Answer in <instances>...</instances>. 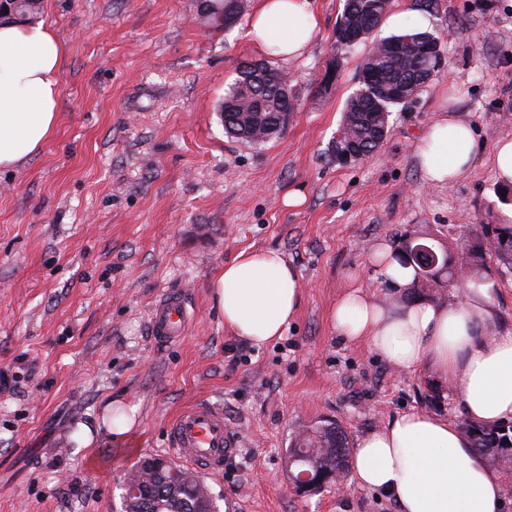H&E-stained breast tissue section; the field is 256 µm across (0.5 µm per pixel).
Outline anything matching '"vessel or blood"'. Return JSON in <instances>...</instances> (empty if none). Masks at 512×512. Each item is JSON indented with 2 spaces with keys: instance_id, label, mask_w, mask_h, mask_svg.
I'll return each mask as SVG.
<instances>
[{
  "instance_id": "vessel-or-blood-1",
  "label": "vessel or blood",
  "mask_w": 512,
  "mask_h": 512,
  "mask_svg": "<svg viewBox=\"0 0 512 512\" xmlns=\"http://www.w3.org/2000/svg\"><path fill=\"white\" fill-rule=\"evenodd\" d=\"M189 321L186 296L172 291L154 305L151 332L160 341L174 344L184 337ZM166 445L170 455L184 460L194 470L219 473L238 454L242 439L225 424L222 408L199 401L183 407L169 420Z\"/></svg>"
}]
</instances>
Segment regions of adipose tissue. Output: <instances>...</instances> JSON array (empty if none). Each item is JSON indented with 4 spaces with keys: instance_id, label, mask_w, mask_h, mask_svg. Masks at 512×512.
<instances>
[{
    "instance_id": "obj_1",
    "label": "adipose tissue",
    "mask_w": 512,
    "mask_h": 512,
    "mask_svg": "<svg viewBox=\"0 0 512 512\" xmlns=\"http://www.w3.org/2000/svg\"><path fill=\"white\" fill-rule=\"evenodd\" d=\"M321 26L312 0H256L247 37L261 53L300 58ZM64 49L44 22H0V169L22 166L54 136ZM414 154L428 185L465 175L478 161L472 126L453 113L435 120ZM389 244L370 258L395 298L352 290L331 312L339 337L368 344L391 366L429 367L483 425L512 419V330H497L494 288L467 285L463 298L405 300L415 271L389 263ZM224 326L255 347L281 338L300 308L295 268L276 250L237 253L211 282ZM362 487L395 499L398 512H504L500 474L478 458L470 439L440 415H396L360 438L352 456Z\"/></svg>"
}]
</instances>
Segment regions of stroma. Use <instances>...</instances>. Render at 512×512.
Returning <instances> with one entry per match:
<instances>
[{"label":"stroma","instance_id":"stroma-1","mask_svg":"<svg viewBox=\"0 0 512 512\" xmlns=\"http://www.w3.org/2000/svg\"><path fill=\"white\" fill-rule=\"evenodd\" d=\"M254 3L229 28L203 20L199 0H39L31 15L64 55L54 137L0 171V371L18 380L0 389V512H123L128 472L166 455L167 421L202 400L243 438L203 477L218 512H397L352 479L296 494L292 439L331 420L354 445L412 410L464 420L446 383L342 340L330 312L352 288L389 294L369 263L378 242L454 254L512 203L486 163L428 186L413 154L450 108L483 154L512 137V0H391L408 25L440 34L443 64L394 110L381 146L348 163L333 143L370 45L336 49L345 0H313L323 24L303 58L268 59L293 93L282 130L261 146L225 134L218 105L242 62L260 58L246 36ZM291 193L303 203L285 205ZM244 249L281 252L303 288L296 318L262 348L225 329L210 294ZM483 274L511 330L512 273L489 257ZM176 289L191 322L165 345L150 313ZM132 406V429L114 438L113 416Z\"/></svg>","mask_w":512,"mask_h":512}]
</instances>
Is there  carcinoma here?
I'll return each mask as SVG.
<instances>
[{"label":"carcinoma","instance_id":"cac0c4a2","mask_svg":"<svg viewBox=\"0 0 512 512\" xmlns=\"http://www.w3.org/2000/svg\"><path fill=\"white\" fill-rule=\"evenodd\" d=\"M374 0H346L351 5L348 25L372 33L378 26V14L373 12ZM409 40L415 44L421 40L431 42L439 37L429 31L409 29L400 34L379 39L384 44L391 40ZM363 63L368 65L372 81L359 82L349 97L343 114L342 125L350 126V141L361 147L362 155L375 151L389 132L390 116L395 107L405 103L402 93L421 85L423 65L408 51L398 56L389 52L368 53ZM289 102L283 94L281 77L277 69L264 61L249 63L240 71L239 78L224 96L221 111L224 125L233 129L231 136L253 145H262L261 129L273 125L281 118V111ZM495 257L508 270H512V225L496 224L484 240L464 249L456 257H441L442 266L454 271L468 272L465 282L482 278L484 255ZM462 431L471 439L473 448L483 458L497 460L496 452L504 447V441L512 442V422L497 425H480L464 422ZM350 448L348 437L339 424H325L308 431L307 436L291 442L288 458L294 468L315 466L333 472L348 467ZM186 475L192 481L175 490L166 481L165 473L157 472L146 481L145 487L133 506L136 512H199L198 486L200 479L191 472Z\"/></svg>","mask_w":512,"mask_h":512}]
</instances>
